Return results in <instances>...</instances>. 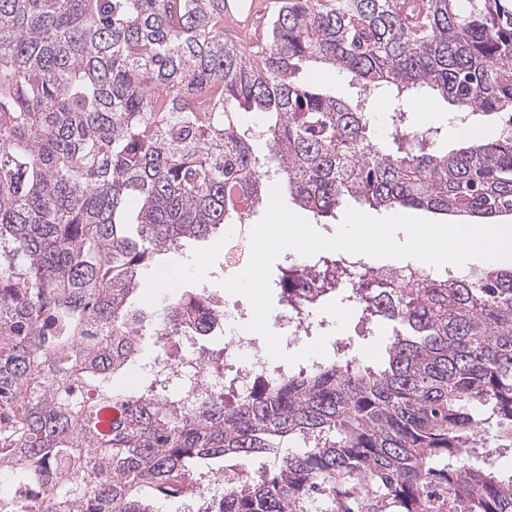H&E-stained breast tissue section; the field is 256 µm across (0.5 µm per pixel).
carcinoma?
Returning <instances> with one entry per match:
<instances>
[{"label":"carcinoma","instance_id":"carcinoma-1","mask_svg":"<svg viewBox=\"0 0 512 512\" xmlns=\"http://www.w3.org/2000/svg\"><path fill=\"white\" fill-rule=\"evenodd\" d=\"M307 63L356 102L300 81ZM428 91L496 134L444 150L408 116ZM379 93L397 103L376 137ZM266 171L316 219L349 199L512 215V0H284L249 51L224 0H0V512H512V266L407 280L326 258L320 297L354 279L363 315L403 328L383 366L346 356L190 408L156 374L114 385L208 304L146 303L155 258L247 223ZM229 455L271 465L200 499ZM329 74L332 76L330 80H324L321 75ZM302 81L314 84L323 93H327L337 98L350 101L355 97L356 89L352 87L343 74L339 73L337 69L323 65V64H310L304 66L299 75Z\"/></svg>","mask_w":512,"mask_h":512}]
</instances>
